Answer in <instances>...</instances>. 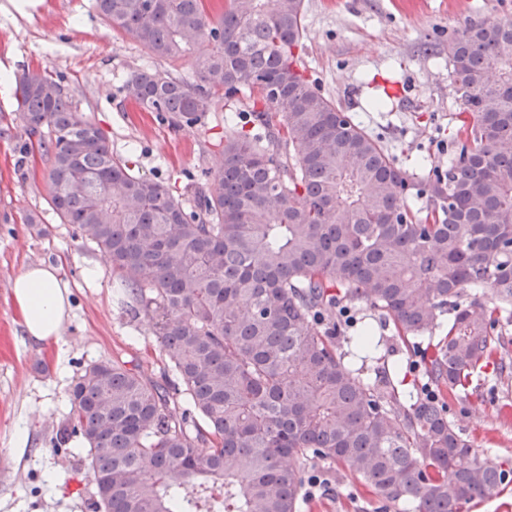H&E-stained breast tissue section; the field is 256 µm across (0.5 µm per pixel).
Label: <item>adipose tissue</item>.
Wrapping results in <instances>:
<instances>
[{"label": "adipose tissue", "instance_id": "ef3b65f1", "mask_svg": "<svg viewBox=\"0 0 512 512\" xmlns=\"http://www.w3.org/2000/svg\"><path fill=\"white\" fill-rule=\"evenodd\" d=\"M70 285L57 276L55 267L29 265L15 275L12 298L25 335L33 342L56 340L70 307Z\"/></svg>", "mask_w": 512, "mask_h": 512}]
</instances>
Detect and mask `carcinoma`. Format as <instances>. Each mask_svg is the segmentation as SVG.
I'll list each match as a JSON object with an SVG mask.
<instances>
[{
  "label": "carcinoma",
  "mask_w": 512,
  "mask_h": 512,
  "mask_svg": "<svg viewBox=\"0 0 512 512\" xmlns=\"http://www.w3.org/2000/svg\"><path fill=\"white\" fill-rule=\"evenodd\" d=\"M94 4L153 59L196 54L193 83L130 75L125 96L142 110L177 125L221 96L261 104L260 132L224 137L187 206L112 153L63 79L38 68L18 80L22 130L49 160L48 205L109 257L121 302L152 322L176 376L101 361L69 391L63 442L85 444L94 512H298L314 459L415 512L494 498L506 471L478 458L441 396L401 403L383 339L367 330L339 351L336 309L365 303L404 348L447 314L426 358L440 390L508 369L512 341L495 327L512 317V19L448 40L462 112L448 168L422 177L299 69L304 0ZM470 286L498 305L462 302Z\"/></svg>",
  "instance_id": "1"
}]
</instances>
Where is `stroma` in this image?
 <instances>
[{
  "instance_id": "35a3bbf8",
  "label": "stroma",
  "mask_w": 512,
  "mask_h": 512,
  "mask_svg": "<svg viewBox=\"0 0 512 512\" xmlns=\"http://www.w3.org/2000/svg\"><path fill=\"white\" fill-rule=\"evenodd\" d=\"M512 18V0H305L301 67L404 168L447 166L439 145L457 129L460 103L448 77V41L472 22ZM152 60L111 29L93 0H0V512H90L77 460L56 445L71 385L88 364L119 358L162 376L151 322L121 305L108 257L75 238L46 204L48 163L17 119L16 81L42 67L63 77L79 108L109 136L131 169L159 178L192 201L204 171L222 159L230 130L223 100L196 124L175 127L142 112L123 91ZM386 97L382 108L372 102ZM31 264L58 267L71 287L61 336L31 342L11 300L13 277ZM433 331L418 350L396 352L401 397L425 386L421 354L441 338ZM448 417L480 459L503 465L493 499L464 512H512V372L488 373L454 394ZM300 512H411L384 508L341 464L309 466Z\"/></svg>"
}]
</instances>
